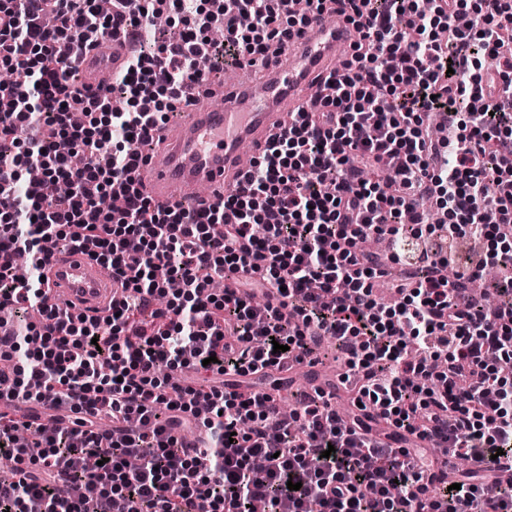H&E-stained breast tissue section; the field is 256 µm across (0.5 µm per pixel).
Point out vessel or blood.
<instances>
[{
  "instance_id": "1",
  "label": "vessel or blood",
  "mask_w": 512,
  "mask_h": 512,
  "mask_svg": "<svg viewBox=\"0 0 512 512\" xmlns=\"http://www.w3.org/2000/svg\"><path fill=\"white\" fill-rule=\"evenodd\" d=\"M356 39L345 15L331 24L313 16L261 81H225L214 92L222 107L191 106L177 123L161 128L158 153L139 168L145 194L157 204L193 209L222 202L244 180L242 148L261 151L287 131L293 113L319 108L338 52ZM126 59L122 39L99 41L79 63L85 86L97 87L104 68H120ZM45 274L47 305L73 314L106 315L123 293L111 269L85 253H54Z\"/></svg>"
}]
</instances>
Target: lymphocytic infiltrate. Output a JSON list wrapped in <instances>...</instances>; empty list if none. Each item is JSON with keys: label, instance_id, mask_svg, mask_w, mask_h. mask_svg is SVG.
I'll use <instances>...</instances> for the list:
<instances>
[{"label": "lymphocytic infiltrate", "instance_id": "f902f5d3", "mask_svg": "<svg viewBox=\"0 0 512 512\" xmlns=\"http://www.w3.org/2000/svg\"><path fill=\"white\" fill-rule=\"evenodd\" d=\"M0 0V307L41 319L0 336L12 360L8 399L67 412L69 427L0 421V512H512V0ZM177 15V41L149 45L157 12ZM347 13L359 34L331 99L295 116L255 157L221 208L160 207L138 187L139 146L206 85L203 57L262 70L314 13ZM224 32L222 41L209 37ZM134 48L119 86L86 92L80 57L105 36ZM81 120H73L72 110ZM444 114L447 134L423 133ZM391 182L363 178L391 156ZM70 183L44 198L29 168ZM437 198L441 223L420 210ZM387 236L441 247L413 266L386 304L384 263L359 251ZM480 240L477 269L454 266L451 243ZM93 249L126 296L105 319L45 303L51 252ZM32 262L17 268L14 258ZM503 268L498 305L470 291ZM234 278L216 294L211 278ZM331 339L361 416L341 423L323 394L284 415L244 377L309 360ZM282 351H274V344ZM190 370L199 388L171 383ZM109 419L101 446L96 420ZM383 425V435L372 431ZM203 430V448L183 437ZM442 441L475 468L449 488L406 445ZM99 465L75 471L70 460ZM295 489H288V482Z\"/></svg>", "mask_w": 512, "mask_h": 512}]
</instances>
